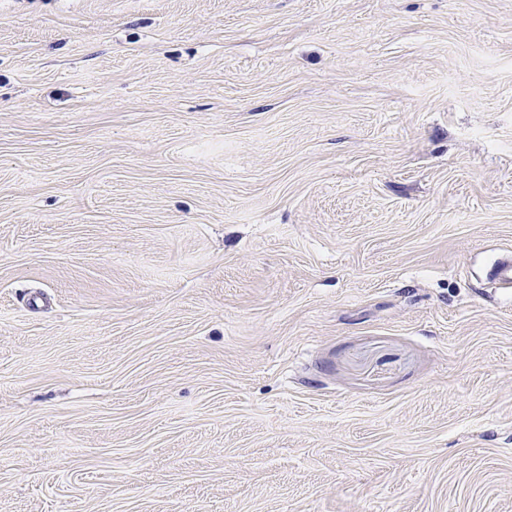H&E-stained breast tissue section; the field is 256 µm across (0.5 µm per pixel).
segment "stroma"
<instances>
[{
    "instance_id": "stroma-1",
    "label": "stroma",
    "mask_w": 512,
    "mask_h": 512,
    "mask_svg": "<svg viewBox=\"0 0 512 512\" xmlns=\"http://www.w3.org/2000/svg\"><path fill=\"white\" fill-rule=\"evenodd\" d=\"M512 0H0V512H512Z\"/></svg>"
}]
</instances>
